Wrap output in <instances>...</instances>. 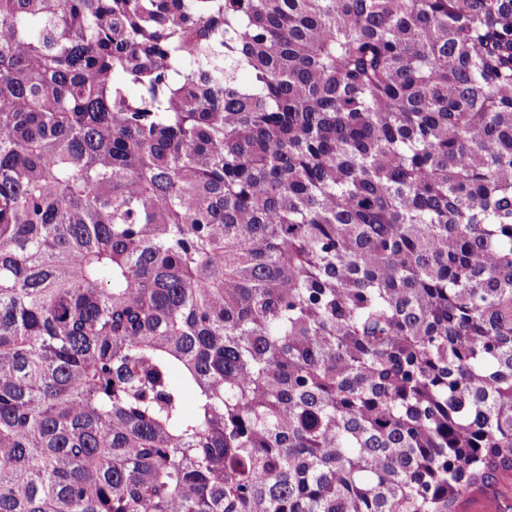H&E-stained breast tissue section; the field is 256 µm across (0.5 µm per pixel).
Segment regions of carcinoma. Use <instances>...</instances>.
<instances>
[{
  "mask_svg": "<svg viewBox=\"0 0 512 512\" xmlns=\"http://www.w3.org/2000/svg\"><path fill=\"white\" fill-rule=\"evenodd\" d=\"M511 471L512 0H0V512Z\"/></svg>",
  "mask_w": 512,
  "mask_h": 512,
  "instance_id": "obj_1",
  "label": "carcinoma"
}]
</instances>
